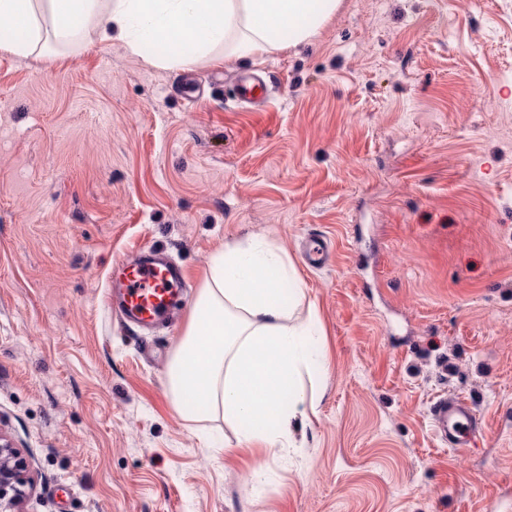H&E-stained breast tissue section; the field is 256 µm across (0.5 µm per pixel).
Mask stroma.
<instances>
[{"instance_id":"35a3bbf8","label":"stroma","mask_w":512,"mask_h":512,"mask_svg":"<svg viewBox=\"0 0 512 512\" xmlns=\"http://www.w3.org/2000/svg\"><path fill=\"white\" fill-rule=\"evenodd\" d=\"M248 69L0 52V433L36 481L23 512H512V0H342L253 68L263 112L233 98ZM253 235L290 258L325 366L293 449L224 453L234 426L179 416L166 372L212 256ZM145 246L186 273L150 336L106 304ZM454 396L485 425L462 453L431 419Z\"/></svg>"}]
</instances>
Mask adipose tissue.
Returning a JSON list of instances; mask_svg holds the SVG:
<instances>
[{"label":"adipose tissue","mask_w":512,"mask_h":512,"mask_svg":"<svg viewBox=\"0 0 512 512\" xmlns=\"http://www.w3.org/2000/svg\"><path fill=\"white\" fill-rule=\"evenodd\" d=\"M340 7L341 0H0V19L19 33L0 40V51L75 54L110 35L136 56L169 41L167 54L146 56L164 69L192 68L215 51L255 64L309 42ZM302 296L286 255L272 245L218 251L168 369L176 412L235 423L241 446L284 447L306 397L303 372L315 361L314 324L296 315Z\"/></svg>","instance_id":"ef3b65f1"}]
</instances>
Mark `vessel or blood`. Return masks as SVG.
Masks as SVG:
<instances>
[{
  "mask_svg": "<svg viewBox=\"0 0 512 512\" xmlns=\"http://www.w3.org/2000/svg\"><path fill=\"white\" fill-rule=\"evenodd\" d=\"M264 97L258 75L238 76V100L254 102ZM182 287L181 269L163 252L147 246L113 265L110 303L126 324L146 328L171 319ZM432 417L439 436L456 449L475 444L483 428L474 405L464 397L437 400Z\"/></svg>",
  "mask_w": 512,
  "mask_h": 512,
  "instance_id": "vessel-or-blood-1",
  "label": "vessel or blood"
}]
</instances>
